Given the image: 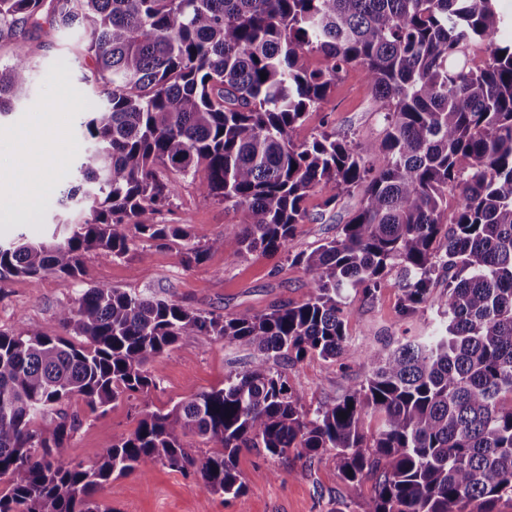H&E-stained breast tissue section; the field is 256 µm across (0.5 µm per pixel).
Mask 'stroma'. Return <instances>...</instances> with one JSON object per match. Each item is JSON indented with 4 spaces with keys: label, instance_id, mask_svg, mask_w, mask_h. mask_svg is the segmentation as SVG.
<instances>
[{
    "label": "stroma",
    "instance_id": "35a3bbf8",
    "mask_svg": "<svg viewBox=\"0 0 512 512\" xmlns=\"http://www.w3.org/2000/svg\"><path fill=\"white\" fill-rule=\"evenodd\" d=\"M84 37L80 28L56 30L50 25L21 34L34 66L30 87L12 114L0 118L8 131L0 138V182L15 176L10 136L34 121L61 124L62 142H48L46 163L34 187L31 205L18 208L9 219L0 218V242L17 236L44 239L57 213L56 198L75 174L84 149L78 138L87 110L99 107L100 94L88 93L79 78L85 63L75 62L72 48ZM348 136L366 144L382 137L384 122L365 72L350 65L326 98L310 109L294 131L297 141H307L321 130ZM177 193L169 209L145 211L147 224H182L191 243L206 245L214 238H235L240 230L237 214L208 197L198 178L172 174ZM326 194L315 188L308 192L304 207L307 217L296 228L287 249L230 258L210 251L203 262L188 267L182 262L180 241L165 245L136 241L119 258L104 259L90 251L83 257V273L75 280L47 275L34 281L22 276L0 277V332L55 336L61 328L57 309L73 303L84 288L107 285L133 294L155 296L203 313L227 317L248 309L263 313L273 306L298 305L308 300L311 288L296 255L311 251L335 238L360 206V192L342 196L325 206ZM401 280L397 274L384 277L375 303H366L361 293L349 291L345 300V331L358 350L383 348L401 337L427 335L437 320L435 310L424 308L410 316L398 312ZM255 357L244 346L220 341L178 342L153 358L148 368L157 374V389L124 396L110 403L106 413L90 416L81 398H72L69 410L81 414L83 424L75 434L72 454L90 464L103 449L129 436L138 424L143 406L163 409L191 396L220 388L226 376L248 369ZM284 381L304 396L307 408L342 398L364 381L368 368L362 360L349 361L347 369L329 365L310 355L282 367ZM238 471L246 488L236 497L207 492L193 478L163 465H155L145 476L131 474L112 479L96 498L113 512H364L375 495V482L363 481L348 492L334 452L307 462L297 449L273 456L261 448L242 449Z\"/></svg>",
    "mask_w": 512,
    "mask_h": 512
}]
</instances>
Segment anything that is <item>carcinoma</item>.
Returning <instances> with one entry per match:
<instances>
[{
	"label": "carcinoma",
	"mask_w": 512,
	"mask_h": 512,
	"mask_svg": "<svg viewBox=\"0 0 512 512\" xmlns=\"http://www.w3.org/2000/svg\"><path fill=\"white\" fill-rule=\"evenodd\" d=\"M43 20L86 27L92 66L81 81L106 91L81 124L90 148L79 178L56 200L88 217L58 219L47 240L0 244V274L75 278L84 253L121 257L136 237L184 241L188 267L211 250L277 251L305 220L309 190H325L328 205L354 191L362 202L335 238L295 256L313 288L300 305L226 318L94 285L59 308L65 335L0 332V512H112L94 494L158 463L237 496L243 448H297L309 462L335 452L349 492L376 479L365 512H494L512 499V39L501 38L493 0H0V41ZM315 54L326 67L310 66ZM351 64L381 102L383 138L360 145L323 130L296 141L297 124ZM31 72L14 43L0 64V116ZM167 169L201 177L239 214L235 239L202 247L178 224L139 221L173 204ZM394 269L402 314L436 309L435 331L363 353L358 388L304 408L277 366L354 357L345 294L374 302ZM193 338L259 357L222 388L143 409L94 464L75 461L72 397L94 414L155 389L148 362ZM370 412L380 424L369 439ZM189 433L214 451L187 448Z\"/></svg>",
	"instance_id": "cac0c4a2"
}]
</instances>
